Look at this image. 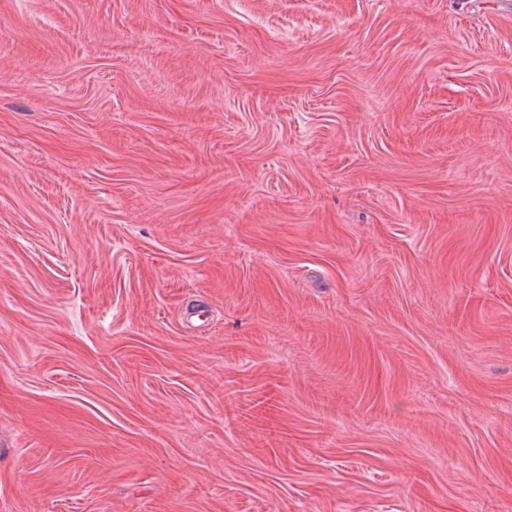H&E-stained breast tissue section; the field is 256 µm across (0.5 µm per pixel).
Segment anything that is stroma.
I'll return each mask as SVG.
<instances>
[{
	"label": "stroma",
	"mask_w": 512,
	"mask_h": 512,
	"mask_svg": "<svg viewBox=\"0 0 512 512\" xmlns=\"http://www.w3.org/2000/svg\"><path fill=\"white\" fill-rule=\"evenodd\" d=\"M0 512H512V12L0 0Z\"/></svg>",
	"instance_id": "35a3bbf8"
}]
</instances>
